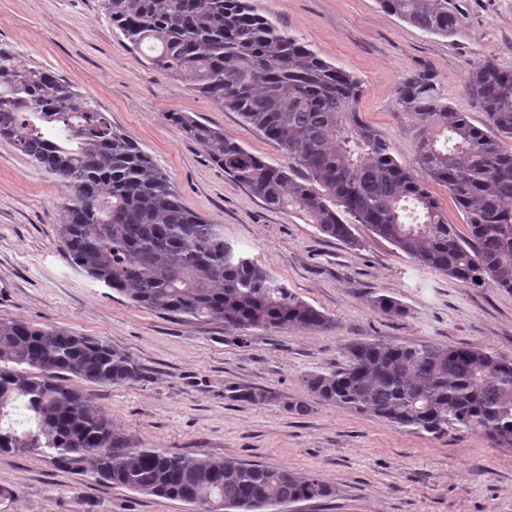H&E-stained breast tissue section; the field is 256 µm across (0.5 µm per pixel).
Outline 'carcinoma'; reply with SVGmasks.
Returning <instances> with one entry per match:
<instances>
[{"mask_svg": "<svg viewBox=\"0 0 512 512\" xmlns=\"http://www.w3.org/2000/svg\"><path fill=\"white\" fill-rule=\"evenodd\" d=\"M386 13L451 37L448 0H379ZM150 63L221 108L241 115L283 153L284 166L185 112L166 120L224 173L276 210L293 208L331 238L357 244L361 225L419 266L472 286L512 292V69L491 59L465 90L491 132L448 103L428 73L404 80L396 104L412 119L414 161L359 117L364 90L300 39L254 13L246 0H104ZM0 139L12 142L66 189L59 238L73 263L149 311L222 320L242 330L320 331L331 319L224 240V225L183 206L168 175L89 95L61 76L22 67L0 49ZM448 189L463 236L430 185ZM389 317L406 310L378 295ZM346 364L308 374L319 399L415 433H481L512 448V359L482 346L353 340ZM138 364L98 336L22 320L0 321V451L80 463L95 480L180 500L200 512H265L323 499L316 475L236 457L140 448L81 390L135 383ZM233 398L270 401L259 388Z\"/></svg>", "mask_w": 512, "mask_h": 512, "instance_id": "cac0c4a2", "label": "carcinoma"}]
</instances>
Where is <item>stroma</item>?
<instances>
[{
	"label": "stroma",
	"mask_w": 512,
	"mask_h": 512,
	"mask_svg": "<svg viewBox=\"0 0 512 512\" xmlns=\"http://www.w3.org/2000/svg\"><path fill=\"white\" fill-rule=\"evenodd\" d=\"M247 2L361 81V119L405 165L414 141L411 119L396 105L404 79L430 73L448 103L484 130L487 119L464 89L467 73L484 59L512 69V0H452L459 23L449 38L386 14L378 0ZM0 47L88 94L168 174L186 208L223 224L226 241L333 322L321 332L244 335L220 320L182 321L136 306L72 263L58 235L65 188L0 139V320L97 336L131 356L140 381L80 385L122 432L143 448L312 473L333 490L280 512H512V448L471 433L414 434L323 402L303 381L343 365L354 339L482 345L512 358V293L426 270L367 229L353 247L302 213L267 207L163 115L188 113L273 165L284 164L283 154L238 113L153 67L113 27L102 0H0ZM380 294L405 315L374 309ZM235 387L269 391L273 400H236ZM292 401L308 411L288 410ZM0 488L13 492L0 512H195L101 485L82 466L42 454L0 453Z\"/></svg>",
	"instance_id": "35a3bbf8"
}]
</instances>
